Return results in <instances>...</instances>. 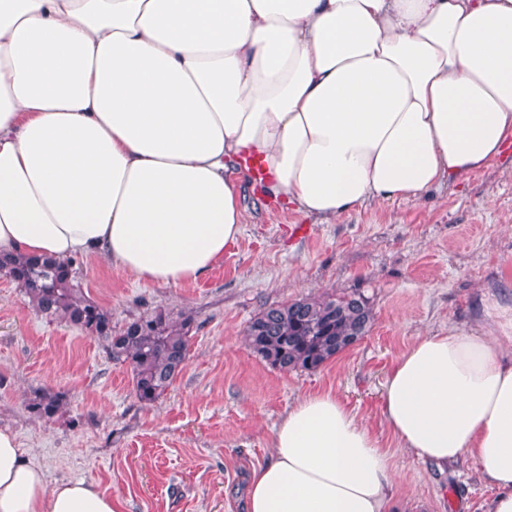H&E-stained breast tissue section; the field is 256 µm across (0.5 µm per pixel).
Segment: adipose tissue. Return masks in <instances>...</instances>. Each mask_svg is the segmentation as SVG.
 Returning <instances> with one entry per match:
<instances>
[{"label": "adipose tissue", "instance_id": "ef3b65f1", "mask_svg": "<svg viewBox=\"0 0 512 512\" xmlns=\"http://www.w3.org/2000/svg\"><path fill=\"white\" fill-rule=\"evenodd\" d=\"M512 147V0H0V257L96 256L196 282L247 222L239 163L325 224ZM419 336L382 418L399 447L478 460L512 512V301ZM392 456L332 392L299 398L244 512H392ZM0 512H118L50 484L0 429Z\"/></svg>", "mask_w": 512, "mask_h": 512}]
</instances>
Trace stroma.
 Masks as SVG:
<instances>
[{
	"instance_id": "obj_1",
	"label": "stroma",
	"mask_w": 512,
	"mask_h": 512,
	"mask_svg": "<svg viewBox=\"0 0 512 512\" xmlns=\"http://www.w3.org/2000/svg\"><path fill=\"white\" fill-rule=\"evenodd\" d=\"M244 204L241 235L192 285L143 283L100 258L76 259V284L111 309L113 326L156 309L194 320L185 367L149 406L102 342L38 313L0 275V427L50 483L85 480L121 512H242L281 417L329 391L392 454L396 494L412 512H487L497 490L477 460L421 462L399 448L381 405L390 367L416 337L479 326L482 299L512 291V150L420 197L366 203L327 224L252 194ZM355 291L369 298L373 325L319 369L279 371L248 348L245 329L263 307ZM43 389L63 393L60 418L26 410Z\"/></svg>"
}]
</instances>
